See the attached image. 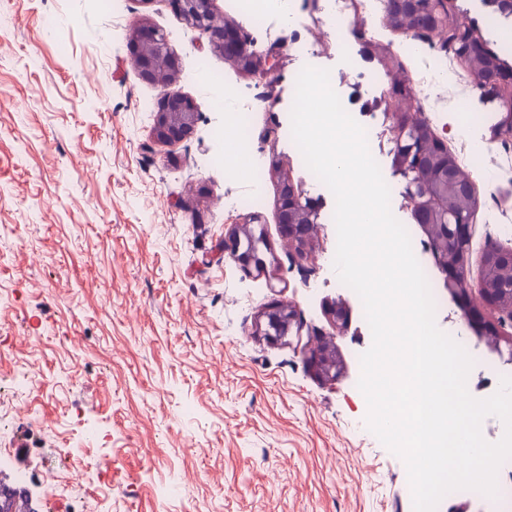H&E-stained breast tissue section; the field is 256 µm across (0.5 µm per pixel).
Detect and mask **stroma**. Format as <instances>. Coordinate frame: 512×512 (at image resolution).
Listing matches in <instances>:
<instances>
[{
	"label": "stroma",
	"instance_id": "stroma-1",
	"mask_svg": "<svg viewBox=\"0 0 512 512\" xmlns=\"http://www.w3.org/2000/svg\"><path fill=\"white\" fill-rule=\"evenodd\" d=\"M305 2L269 16L253 40L257 53L280 56L265 81L227 63L170 0H0V440L38 503L59 494L60 512H413L403 460L366 426L358 359L371 334L334 266V195L292 138L294 79L324 68L339 98L360 82L377 102L393 74L365 45L391 52L479 195L474 277L489 243L512 248V160L471 161L501 140L500 92L476 89L443 36L417 42L378 15L340 44L329 0ZM452 13L512 65L501 47L512 19L483 0H452ZM139 20L167 35L182 64L175 89L199 113L172 148L152 136L166 89L132 62L127 36ZM243 118L252 150L241 159ZM354 118L368 128L394 216L419 244L438 328L467 338L476 374L512 375L472 335L422 245L392 168L389 118L377 106ZM274 160L320 208L310 257L281 241ZM250 214L276 256L275 280L224 253L226 228ZM328 298L351 309L336 339L346 370L331 384L305 360L313 331L328 326ZM274 300L293 302L302 326L272 344L252 323ZM22 362L36 383L18 394L10 383ZM101 457L112 464L97 477H43Z\"/></svg>",
	"mask_w": 512,
	"mask_h": 512
}]
</instances>
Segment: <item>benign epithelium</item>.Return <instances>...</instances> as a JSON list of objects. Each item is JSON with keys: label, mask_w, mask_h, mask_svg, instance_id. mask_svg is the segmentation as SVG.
Segmentation results:
<instances>
[{"label": "benign epithelium", "mask_w": 512, "mask_h": 512, "mask_svg": "<svg viewBox=\"0 0 512 512\" xmlns=\"http://www.w3.org/2000/svg\"><path fill=\"white\" fill-rule=\"evenodd\" d=\"M178 12L192 27L209 34L214 49L224 53V57L246 75L256 76L269 73L275 66V55L257 54L247 47L246 37L239 33L236 42L230 45L226 34L233 27L226 26L217 30L209 26L212 16L213 0H173ZM425 0H385L387 19L410 16L420 19V27L408 30V33H435L445 24L448 2L444 0L440 9L429 12L423 8ZM129 39L133 45L135 66L140 77L150 83L170 85L181 72V62L171 51L166 35L151 25L141 22L135 25ZM481 59L492 62L487 79L481 81L486 88H494L507 81L512 84V76L505 73L493 57L484 54ZM404 87L392 91L390 98L384 100L385 110L390 115L394 135L393 166L398 173L411 170L428 172L427 158L418 151L417 140H426L439 152L447 151V146L437 135L430 122L421 112L399 111L400 101L409 97ZM198 120V112L191 98L178 92L167 93L158 101L155 110L153 138L163 144H175L190 136ZM270 176L279 184L278 223L282 237L292 247L298 257L306 255L311 244L310 228L315 223V210L304 194L295 186L292 178L277 163H272ZM471 191L470 212L466 220L457 224L448 223V207H440V201L448 198V180L433 182L427 188L417 179H411L406 185V195L412 216L427 238L435 261L444 274L448 293L460 306L461 318L480 337L494 334L500 337L498 350L512 348V333L504 326H512V310L503 309L497 297L489 288L486 278L468 276L469 255L465 241L471 237V223L479 206L475 188ZM253 215L232 224L224 235V252L228 253L239 268L249 274L262 273L266 267H254L253 252L242 247V243L253 240ZM327 321L336 335L345 334L350 328V309L345 303L331 299L325 303ZM299 316L296 306L288 301L267 307L256 318L254 335L264 336L275 341L269 331L273 322H292ZM315 378L331 383L342 372L343 362L338 347H332L316 355L309 361Z\"/></svg>", "instance_id": "obj_1"}]
</instances>
